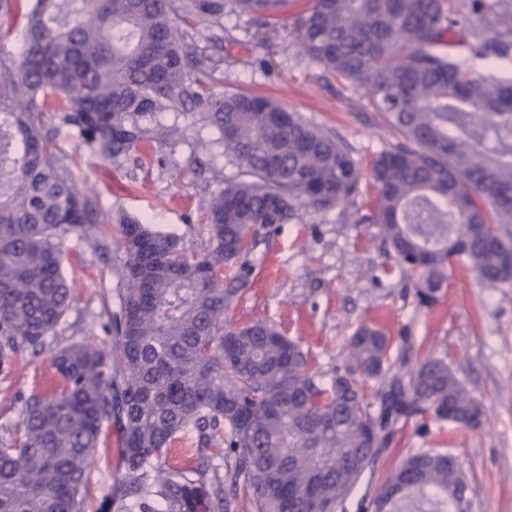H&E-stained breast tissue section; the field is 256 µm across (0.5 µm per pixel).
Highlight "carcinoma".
<instances>
[{"mask_svg": "<svg viewBox=\"0 0 512 512\" xmlns=\"http://www.w3.org/2000/svg\"><path fill=\"white\" fill-rule=\"evenodd\" d=\"M287 6L197 0L193 17L211 18L208 43L222 40L226 9L268 41ZM496 6L471 0L482 27L469 45L452 0H309L295 18L301 51L364 88L393 135L371 162L369 220L400 268L423 278V304L456 260L492 288L512 286V240L499 233L512 224V79L488 81L457 62L464 46L494 67L512 58V16ZM2 16L21 51L0 48V375L24 352L48 353L61 384L21 397L18 421L0 436V512H84L114 425L124 473L105 508L121 512H233L240 490L256 512H336L399 424L431 415L481 426V405L444 359H415L409 348L394 357L372 326L357 328L344 372L327 382L275 324L224 326V307L253 284L259 229L361 191L343 140L254 94L208 100L206 120L239 167L206 207L213 245L190 252L175 234L124 222L120 309L95 315L112 345L51 346L74 301L59 241L105 251L111 223L78 188L58 125L103 162L147 154L146 118L202 99L192 69L205 48L188 18L186 29L176 24V0H0ZM226 266L236 268L227 282ZM192 434V464L163 468ZM211 446L234 455L233 470L219 473ZM303 488L308 497H290ZM465 490L453 457L421 452L381 485L376 512H459L455 493Z\"/></svg>", "mask_w": 512, "mask_h": 512, "instance_id": "obj_1", "label": "carcinoma"}]
</instances>
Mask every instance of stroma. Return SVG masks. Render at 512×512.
Wrapping results in <instances>:
<instances>
[{"label":"stroma","mask_w":512,"mask_h":512,"mask_svg":"<svg viewBox=\"0 0 512 512\" xmlns=\"http://www.w3.org/2000/svg\"><path fill=\"white\" fill-rule=\"evenodd\" d=\"M306 3L288 0L282 29L267 44L245 36V17L224 15L223 39L208 46L201 65L209 74L206 89L275 100L338 135L351 147L353 159L369 167L391 134L368 108L362 89L325 72L289 35ZM205 112L193 103L156 113L153 123L164 138L153 143L142 163L122 156L109 169L81 145L74 129L61 128L58 144L79 187L98 198L112 222L107 254L70 237L61 240L63 271L77 288L53 345L101 339L91 324L94 315L105 304L118 309L122 221L146 217L155 228L181 236L190 251L209 248L204 208L238 168L225 156ZM376 195L366 181L360 195L343 205L325 213L299 212L279 230L261 233L249 260L259 271L266 257H274L279 272L267 288L239 294L224 317L235 327L260 319L274 322L299 344L309 367L327 376L345 367L349 336L361 324L374 326L392 337L393 352L408 342L419 357L444 359L482 405L483 425L476 430L433 419L424 436L416 423H408L336 512H374L373 499L387 474L407 456L424 451L455 457L467 479L469 512H512V287H486L458 265L449 269L435 302L422 305L417 296L421 278L401 271L379 225L366 220ZM49 367L48 357L33 361L25 356L12 375L0 378V425L17 420L15 396L30 393L37 373ZM120 476L116 450L99 451L85 512H104L111 481Z\"/></svg>","instance_id":"obj_1"}]
</instances>
